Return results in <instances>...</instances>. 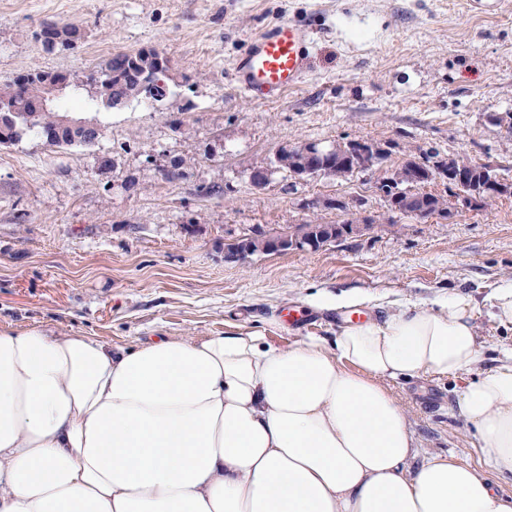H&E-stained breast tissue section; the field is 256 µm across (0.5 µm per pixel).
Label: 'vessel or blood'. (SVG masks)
<instances>
[{"label":"vessel or blood","instance_id":"obj_1","mask_svg":"<svg viewBox=\"0 0 512 512\" xmlns=\"http://www.w3.org/2000/svg\"><path fill=\"white\" fill-rule=\"evenodd\" d=\"M314 37L288 21L267 25L233 64L232 79L247 98L273 101L299 85L309 71Z\"/></svg>","mask_w":512,"mask_h":512}]
</instances>
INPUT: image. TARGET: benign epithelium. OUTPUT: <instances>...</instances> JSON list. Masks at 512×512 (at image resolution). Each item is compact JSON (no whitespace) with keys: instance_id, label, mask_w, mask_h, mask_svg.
<instances>
[{"instance_id":"7a95c632","label":"benign epithelium","mask_w":512,"mask_h":512,"mask_svg":"<svg viewBox=\"0 0 512 512\" xmlns=\"http://www.w3.org/2000/svg\"><path fill=\"white\" fill-rule=\"evenodd\" d=\"M60 124L78 133L80 137L93 140L97 135L96 125L85 120H75L67 115L60 117ZM302 159L288 171L295 180L307 177L330 176L338 180H346L358 173H383L379 184L397 186L394 194L388 197L389 208L395 212H406L420 219H436L452 221L463 211L479 209L487 192L502 197L512 195V181L506 180L495 173L485 172L481 179L464 178L460 174L461 157L454 155L428 154L417 161V166L409 172L391 179L385 173L386 157L391 155L390 145L381 140L361 139L324 145L320 142H306L300 145ZM335 155L346 159L345 164H337L332 169L324 170L315 166L314 159H326ZM423 167L427 173L435 174L438 185L444 191L438 193L439 204L429 209L424 201L428 197L427 189L421 184L417 167ZM329 206L341 216L340 223L352 225V236L359 237L372 230L370 224L374 217L367 208L365 197L349 195L336 198H318L307 204L309 208Z\"/></svg>"}]
</instances>
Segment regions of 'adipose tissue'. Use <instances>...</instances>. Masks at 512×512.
<instances>
[{
    "instance_id": "obj_1",
    "label": "adipose tissue",
    "mask_w": 512,
    "mask_h": 512,
    "mask_svg": "<svg viewBox=\"0 0 512 512\" xmlns=\"http://www.w3.org/2000/svg\"><path fill=\"white\" fill-rule=\"evenodd\" d=\"M473 299L286 348L256 334L0 331V512H512V350L458 412L485 467L420 455L389 382L482 361Z\"/></svg>"
}]
</instances>
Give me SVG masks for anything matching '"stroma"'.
<instances>
[{
	"instance_id": "35a3bbf8",
	"label": "stroma",
	"mask_w": 512,
	"mask_h": 512,
	"mask_svg": "<svg viewBox=\"0 0 512 512\" xmlns=\"http://www.w3.org/2000/svg\"><path fill=\"white\" fill-rule=\"evenodd\" d=\"M469 2L0 0L2 82L152 47L177 84L160 104L81 110L103 130L92 147L52 148L34 134L0 146V329L94 336L116 349L249 330L285 348L335 338L353 312L381 319L465 292L482 367L498 365L512 348V325L496 318L493 299L512 284V198L448 223L389 211L374 173L294 181L277 172L261 191L248 182L279 145L362 138L390 142L395 161L467 155L512 181V0L487 12ZM45 20L88 38L75 51L47 52L33 38ZM281 20L313 28L309 74L278 100L247 99L231 80L233 63ZM176 156L190 165L169 182L161 170ZM203 185L221 191L204 198ZM333 193L364 195L373 230L317 251L225 262L228 240L308 223L304 202ZM340 296L359 303L324 308ZM291 308L308 321L284 324ZM464 382L422 376L390 388L421 452L481 467L478 440L455 408Z\"/></svg>"
}]
</instances>
